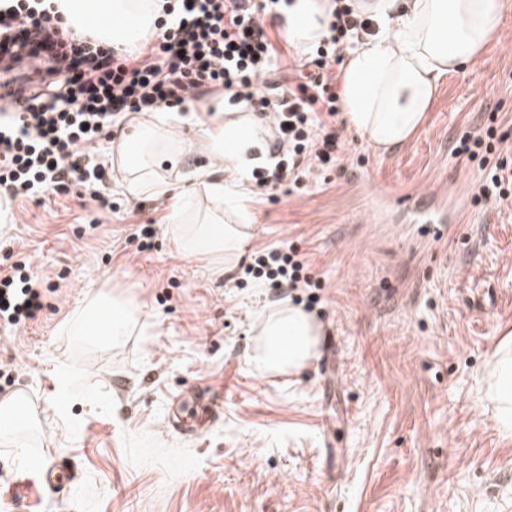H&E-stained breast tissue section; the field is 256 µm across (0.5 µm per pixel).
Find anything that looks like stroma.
Instances as JSON below:
<instances>
[{"label": "stroma", "mask_w": 512, "mask_h": 512, "mask_svg": "<svg viewBox=\"0 0 512 512\" xmlns=\"http://www.w3.org/2000/svg\"><path fill=\"white\" fill-rule=\"evenodd\" d=\"M491 116L512 136V8L405 144L381 155L345 128L340 164L249 193L250 250L309 262L312 285L293 296L324 325L332 378L317 361L294 375L254 366L256 319L279 296L183 252L159 198L124 185L112 140L97 148L111 207L84 191L16 201L0 264L27 265L43 308L0 322V399L28 394L40 411L0 436V512H512V436L483 394L512 333V202L474 204L480 165L455 153ZM115 289L140 309L130 335H72L90 294ZM189 389L224 409L183 434L168 416ZM49 464L68 475L57 494L38 482Z\"/></svg>", "instance_id": "obj_1"}]
</instances>
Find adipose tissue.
Returning <instances> with one entry per match:
<instances>
[{
  "label": "adipose tissue",
  "mask_w": 512,
  "mask_h": 512,
  "mask_svg": "<svg viewBox=\"0 0 512 512\" xmlns=\"http://www.w3.org/2000/svg\"><path fill=\"white\" fill-rule=\"evenodd\" d=\"M74 27L98 33L113 44L130 46L150 37L145 0H55ZM330 0H290L277 19L289 43L311 48L330 17ZM512 0H356L355 8L376 26L347 56L341 77L342 118L379 153L405 143L419 128L443 76L458 72L499 39L503 14ZM112 18L98 25L100 16ZM200 147L209 166L194 169V182L205 184L209 202L203 221L188 223V197L158 176L147 159L168 143L156 122L137 125L117 146L119 162L129 172L127 187L167 201L171 230L183 249L239 261L249 237L244 197L252 170L267 155L248 112L224 123L199 122ZM98 320L100 341L114 344L128 335L136 311L128 298L100 296L90 311ZM259 342L252 362L269 373L297 372L318 355L322 325L292 304L259 317ZM486 396L494 405L500 432L512 436V344L501 343L490 362Z\"/></svg>",
  "instance_id": "obj_1"
}]
</instances>
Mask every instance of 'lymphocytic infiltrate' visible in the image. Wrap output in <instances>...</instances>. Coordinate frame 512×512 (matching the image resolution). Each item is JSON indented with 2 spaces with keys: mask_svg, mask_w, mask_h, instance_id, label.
<instances>
[{
  "mask_svg": "<svg viewBox=\"0 0 512 512\" xmlns=\"http://www.w3.org/2000/svg\"><path fill=\"white\" fill-rule=\"evenodd\" d=\"M51 2L0 0V52L45 35L40 49L63 77L56 93L0 112V208L79 188L104 201L110 173L94 158L93 143L132 119L189 111L204 91L267 119L273 163L253 169L260 189L302 185L317 167L342 160L333 68L372 29L350 5L334 8L316 48L315 71L297 68L283 81L282 54L260 26L281 0H153L157 33L132 51L79 34ZM506 141L491 126L460 140L457 155L481 161L474 203L512 196V165L496 155ZM306 266L298 254L272 249L256 252L245 272L281 293L310 287ZM39 297L25 264L0 273L1 320L15 325L36 318Z\"/></svg>",
  "mask_w": 512,
  "mask_h": 512,
  "instance_id": "lymphocytic-infiltrate-1",
  "label": "lymphocytic infiltrate"
}]
</instances>
